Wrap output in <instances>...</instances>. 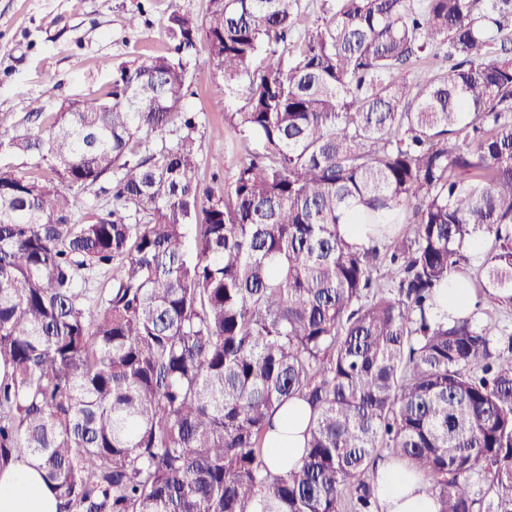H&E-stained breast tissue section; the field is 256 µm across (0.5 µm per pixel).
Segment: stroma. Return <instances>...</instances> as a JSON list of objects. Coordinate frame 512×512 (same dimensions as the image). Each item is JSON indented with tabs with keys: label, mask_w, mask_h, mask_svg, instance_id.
I'll return each instance as SVG.
<instances>
[{
	"label": "stroma",
	"mask_w": 512,
	"mask_h": 512,
	"mask_svg": "<svg viewBox=\"0 0 512 512\" xmlns=\"http://www.w3.org/2000/svg\"><path fill=\"white\" fill-rule=\"evenodd\" d=\"M206 6L207 0H0V136L21 131L36 106L52 108L109 87L115 65L172 54L169 14L200 16ZM335 9L336 0H301L288 50L296 51ZM133 15L134 26L128 23ZM183 65L181 109L196 116L201 158H224L221 168H202L205 186L220 190L254 146L249 133L230 126L229 117L241 111L245 96L228 97L215 89L206 49L184 56Z\"/></svg>",
	"instance_id": "1"
}]
</instances>
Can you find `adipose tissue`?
<instances>
[{
    "label": "adipose tissue",
    "instance_id": "adipose-tissue-1",
    "mask_svg": "<svg viewBox=\"0 0 512 512\" xmlns=\"http://www.w3.org/2000/svg\"><path fill=\"white\" fill-rule=\"evenodd\" d=\"M308 405L292 400L274 417L269 432L272 466L295 462L304 448ZM380 512H436L425 483L415 480L404 463L386 462L377 471ZM0 512H57V502L35 463L23 458L0 470Z\"/></svg>",
    "mask_w": 512,
    "mask_h": 512
}]
</instances>
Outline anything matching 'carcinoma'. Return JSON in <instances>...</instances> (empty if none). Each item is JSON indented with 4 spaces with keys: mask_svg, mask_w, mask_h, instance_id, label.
<instances>
[{
    "mask_svg": "<svg viewBox=\"0 0 512 512\" xmlns=\"http://www.w3.org/2000/svg\"><path fill=\"white\" fill-rule=\"evenodd\" d=\"M339 2L289 59L300 0L175 10V55L0 141L36 159L0 165V467L37 463L60 512H379L386 458L437 512H512V366L481 302L436 315L452 275L512 307V0ZM201 40L256 138L219 193L179 111ZM442 48L448 73L397 76ZM106 177L112 211L75 219ZM293 398L304 454L274 474ZM309 417L310 409L300 399H293L274 416L273 430L268 433L274 472L287 460L290 465L301 456Z\"/></svg>",
    "mask_w": 512,
    "mask_h": 512,
    "instance_id": "1",
    "label": "carcinoma"
}]
</instances>
